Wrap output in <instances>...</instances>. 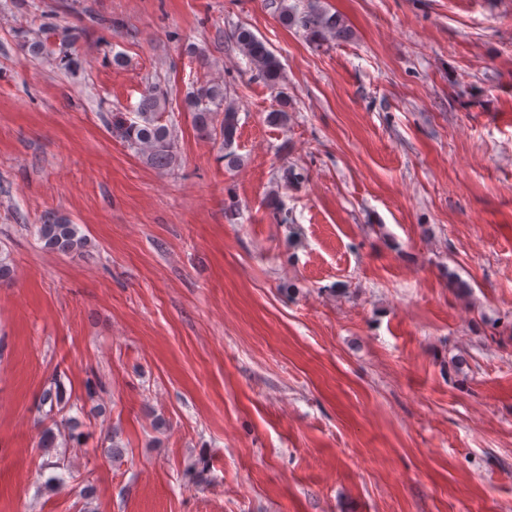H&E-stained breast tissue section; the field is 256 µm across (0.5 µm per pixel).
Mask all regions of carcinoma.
Wrapping results in <instances>:
<instances>
[{"label":"carcinoma","mask_w":512,"mask_h":512,"mask_svg":"<svg viewBox=\"0 0 512 512\" xmlns=\"http://www.w3.org/2000/svg\"><path fill=\"white\" fill-rule=\"evenodd\" d=\"M280 15L285 23H298L311 37L323 40L342 32L336 15L313 10L301 17H296L288 6L281 5ZM233 38L249 67L258 77L271 87L278 86L283 80V66L276 54L266 43L246 28H238ZM192 111L194 126L202 137L218 134L222 137L224 147L234 144L237 133V110L235 104L224 96V85L206 83L192 92L188 99ZM165 108V98L153 88L142 95L137 106L136 118L132 121L118 122L122 138L138 152L147 156L151 163L164 169L174 156V136L170 127L161 124L159 114ZM38 236L46 248L63 254L80 252L88 246L87 238L80 234L78 225L62 215L48 214L38 225ZM42 404L50 408L65 409L63 391L55 386L44 391ZM79 419L68 417L65 423L56 428H44L41 435V447L59 448L79 440Z\"/></svg>","instance_id":"cac0c4a2"}]
</instances>
